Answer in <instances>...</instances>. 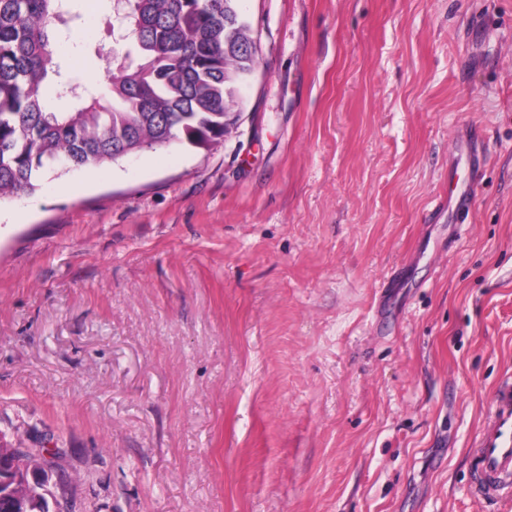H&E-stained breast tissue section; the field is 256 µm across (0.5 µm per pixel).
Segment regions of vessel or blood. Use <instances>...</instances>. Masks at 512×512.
<instances>
[{"label": "vessel or blood", "instance_id": "vessel-or-blood-1", "mask_svg": "<svg viewBox=\"0 0 512 512\" xmlns=\"http://www.w3.org/2000/svg\"><path fill=\"white\" fill-rule=\"evenodd\" d=\"M469 454L478 496L492 506L512 501V375H504L493 391Z\"/></svg>", "mask_w": 512, "mask_h": 512}]
</instances>
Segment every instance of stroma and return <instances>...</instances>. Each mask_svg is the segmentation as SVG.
Here are the masks:
<instances>
[{
    "label": "stroma",
    "instance_id": "35a3bbf8",
    "mask_svg": "<svg viewBox=\"0 0 512 512\" xmlns=\"http://www.w3.org/2000/svg\"><path fill=\"white\" fill-rule=\"evenodd\" d=\"M112 6L73 0L59 47L101 87ZM238 6L259 65L223 144L0 203V445L56 451L57 512H491L512 0ZM472 179L461 225L434 199Z\"/></svg>",
    "mask_w": 512,
    "mask_h": 512
}]
</instances>
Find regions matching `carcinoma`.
<instances>
[{"mask_svg":"<svg viewBox=\"0 0 512 512\" xmlns=\"http://www.w3.org/2000/svg\"><path fill=\"white\" fill-rule=\"evenodd\" d=\"M71 0H0V200L32 195L48 173L96 168L146 149L224 142V109L239 112L258 65L237 0H126L112 24L105 91L63 73L55 46L75 16ZM51 81L58 100L50 105ZM45 459L0 446V512H51ZM31 496L15 497L16 476Z\"/></svg>","mask_w":512,"mask_h":512,"instance_id":"obj_1","label":"carcinoma"}]
</instances>
